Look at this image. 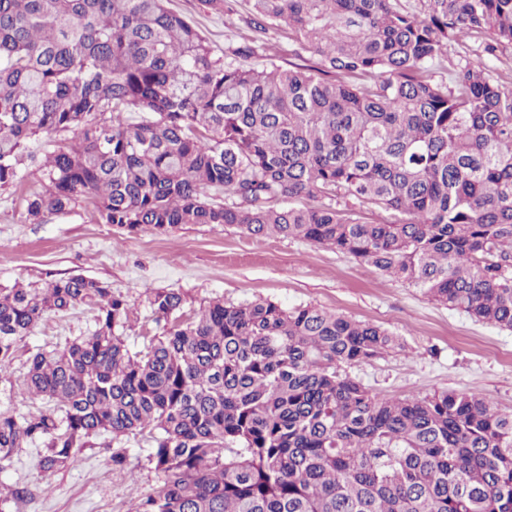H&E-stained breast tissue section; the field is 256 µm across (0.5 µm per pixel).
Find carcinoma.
Wrapping results in <instances>:
<instances>
[{
    "label": "carcinoma",
    "instance_id": "1",
    "mask_svg": "<svg viewBox=\"0 0 512 512\" xmlns=\"http://www.w3.org/2000/svg\"><path fill=\"white\" fill-rule=\"evenodd\" d=\"M248 2L255 30L317 61L283 69L270 43L219 55L166 0H0V189L30 224L86 202L129 232L300 238L512 330V72L476 60L434 80L462 33L512 45V0ZM146 302L158 332L132 352L135 303L97 279L0 287V374L47 315L94 317L28 357L40 405L0 411V471L36 442L54 473L103 432H147L163 484L129 512H512V412L341 373L401 347L388 329L262 299L186 319L176 289Z\"/></svg>",
    "mask_w": 512,
    "mask_h": 512
}]
</instances>
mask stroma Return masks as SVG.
<instances>
[{
	"mask_svg": "<svg viewBox=\"0 0 512 512\" xmlns=\"http://www.w3.org/2000/svg\"><path fill=\"white\" fill-rule=\"evenodd\" d=\"M171 6L197 23L217 54L246 37L258 46L267 41L250 29L246 0H226L223 16L205 12L199 0H171ZM483 47L482 39L473 36L451 42L448 62L436 69L435 80L447 81L449 68L476 52L489 76L512 65V46L490 54ZM70 275L102 281L135 302L137 319L125 332L135 351L157 331L146 304L151 289L184 292L188 316L217 297L234 304L264 299L286 308L311 305L383 326L401 338L402 349L347 367L350 377L372 391L395 398L467 391L486 397L501 412H512V331L439 304L351 256L218 224L127 233L100 223L85 207L28 224L16 196L0 191V286L41 285ZM93 326L92 313L80 308L42 321L5 373L0 411L24 412L30 406L17 388L30 350L63 346ZM151 446L146 434L129 440L126 467L119 471L111 458L116 445L111 434L103 433L73 467L46 473L37 463L42 446L32 444L0 473V484L24 493L23 500L10 502V512H127L130 500L163 481L149 459Z\"/></svg>",
	"mask_w": 512,
	"mask_h": 512,
	"instance_id": "35a3bbf8",
	"label": "stroma"
}]
</instances>
